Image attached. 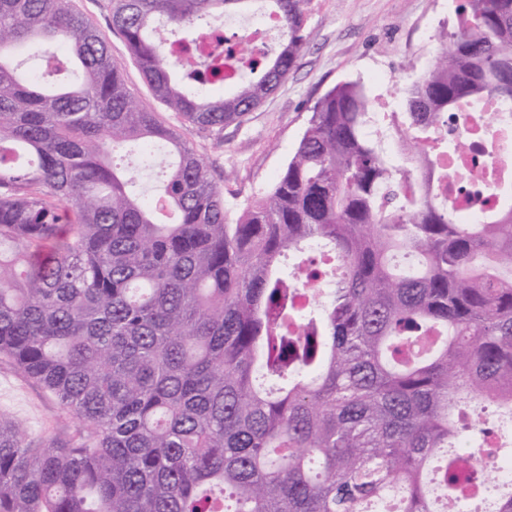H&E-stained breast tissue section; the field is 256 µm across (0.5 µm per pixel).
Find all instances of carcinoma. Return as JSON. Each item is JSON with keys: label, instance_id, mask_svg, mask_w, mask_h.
<instances>
[{"label": "carcinoma", "instance_id": "obj_1", "mask_svg": "<svg viewBox=\"0 0 512 512\" xmlns=\"http://www.w3.org/2000/svg\"><path fill=\"white\" fill-rule=\"evenodd\" d=\"M260 3L282 38L236 57L215 22ZM308 0H113L153 95L219 136L308 44ZM224 57L189 49L195 30ZM388 128L359 80L321 95L275 183L228 223L189 142L126 88L74 0H0V355L82 422L70 447L0 419V512H435L466 469L459 410L512 403V210L438 197L443 119L512 104V0H463ZM45 69L19 73L21 56ZM233 87L216 95L212 86ZM169 147L145 191L123 165ZM340 260L317 308L293 303Z\"/></svg>", "mask_w": 512, "mask_h": 512}]
</instances>
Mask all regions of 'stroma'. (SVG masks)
<instances>
[{
  "label": "stroma",
  "mask_w": 512,
  "mask_h": 512,
  "mask_svg": "<svg viewBox=\"0 0 512 512\" xmlns=\"http://www.w3.org/2000/svg\"><path fill=\"white\" fill-rule=\"evenodd\" d=\"M112 48L139 104L174 127L206 163L237 219L239 206L268 189L302 135L315 100L334 84L360 79L374 96L401 97L436 51L434 34L453 23L458 0H309V43L281 86L224 128L222 138L200 132L158 101L112 29V0H75ZM18 424L33 442H75L80 421L54 397L0 357V418Z\"/></svg>",
  "instance_id": "obj_1"
}]
</instances>
